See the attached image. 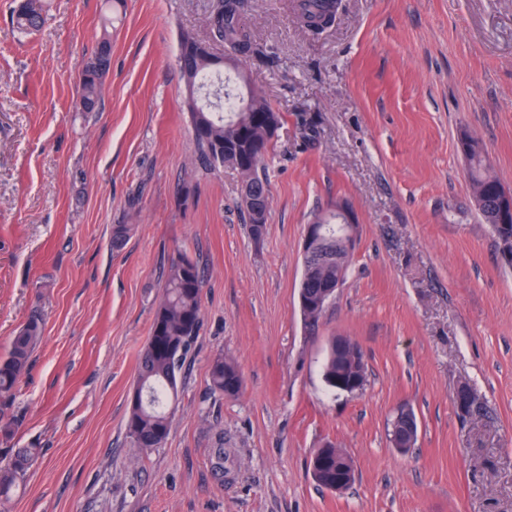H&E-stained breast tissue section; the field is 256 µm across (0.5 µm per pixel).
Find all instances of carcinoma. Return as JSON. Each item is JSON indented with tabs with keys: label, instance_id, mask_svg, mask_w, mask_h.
<instances>
[{
	"label": "carcinoma",
	"instance_id": "obj_1",
	"mask_svg": "<svg viewBox=\"0 0 512 512\" xmlns=\"http://www.w3.org/2000/svg\"><path fill=\"white\" fill-rule=\"evenodd\" d=\"M246 0H214L211 31L225 45L238 47L246 58L265 56L262 47L253 41L242 23ZM336 0H297V21L313 35L321 34L335 19ZM16 30H35L44 21L39 0H21L17 9ZM207 41L191 33L181 37L177 66L186 90V108L197 158L204 168L237 166L248 160L246 145L264 140L283 121L267 99L257 91L248 97L229 89L230 78L217 71L214 54ZM112 59V35L103 29L97 51L80 80L75 107L80 112H95L99 104L102 82ZM460 142L468 143L466 153L469 176L477 210L485 223L491 225L497 238L512 244V220L504 223L500 217L496 190L499 180L491 174L477 142L466 132ZM251 183L256 198L269 195L266 156L253 157ZM251 239L258 243L266 232L267 213L261 223H251V215L242 210ZM336 216L325 214L322 239L309 257H303L299 292L307 300L321 299L330 284L345 281L350 256H336V239L342 237ZM202 276L198 262L181 254L171 263L159 304L156 308L151 336L143 348L137 372L140 397L130 402L127 433L138 448H159L171 427L167 409L177 396L178 378L198 335L201 324ZM42 318L31 314L13 337L6 356L0 357V436L8 439L17 421L6 415V408L15 395L16 385L26 371L41 338ZM323 378L331 390H336V342L328 347L323 365ZM210 388L215 394L234 398L242 390L243 379L237 364L219 355L209 370ZM38 456L36 448H19L9 459L0 456V500L5 501L22 485L29 467Z\"/></svg>",
	"mask_w": 512,
	"mask_h": 512
}]
</instances>
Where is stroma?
<instances>
[{
    "mask_svg": "<svg viewBox=\"0 0 512 512\" xmlns=\"http://www.w3.org/2000/svg\"><path fill=\"white\" fill-rule=\"evenodd\" d=\"M46 2L20 34L0 0V356L32 312L43 323L9 442L41 455L5 512H512V267L458 146L472 135L512 191V0H340L318 38L296 0H249L244 23L276 58L246 76L283 116L258 243L238 174L196 163L183 107L180 38L211 40V0ZM107 21L110 71L97 111L79 112ZM339 203L357 241L312 331L303 238ZM116 224L132 227L118 248ZM181 254L201 268V328L169 435L145 450L129 402ZM337 336L363 353V394L324 382ZM218 355L242 373L237 398L209 389ZM462 386L482 416L459 417ZM402 407L418 423L405 454L388 437ZM329 442L354 463L341 492L309 470Z\"/></svg>",
    "mask_w": 512,
    "mask_h": 512,
    "instance_id": "stroma-1",
    "label": "stroma"
}]
</instances>
